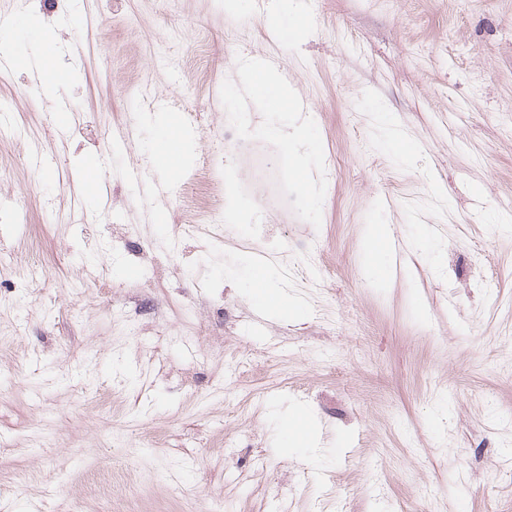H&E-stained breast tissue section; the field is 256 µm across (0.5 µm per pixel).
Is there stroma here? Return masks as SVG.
I'll return each mask as SVG.
<instances>
[{
  "instance_id": "1",
  "label": "stroma",
  "mask_w": 512,
  "mask_h": 512,
  "mask_svg": "<svg viewBox=\"0 0 512 512\" xmlns=\"http://www.w3.org/2000/svg\"><path fill=\"white\" fill-rule=\"evenodd\" d=\"M74 76L35 93L0 83V512H512V0H70L48 17ZM295 36L284 34L287 21ZM196 57L220 84H188ZM272 56L294 108L239 100ZM190 96L184 173L224 198L210 153L286 149L316 176L289 185L298 223L269 232L278 260L242 248L252 211L223 208V238L185 232L151 197L165 109ZM76 119L58 134L55 114ZM413 150L388 146L382 113ZM314 138H288L299 124ZM49 164L37 170L34 154ZM106 154L112 206L77 223L84 173ZM393 206H386V199ZM389 225L408 264L369 272ZM313 256L290 277L288 264ZM267 264L285 302L247 284ZM155 316L126 324L139 302ZM304 412L315 442L287 440ZM121 475L129 495L95 492Z\"/></svg>"
}]
</instances>
